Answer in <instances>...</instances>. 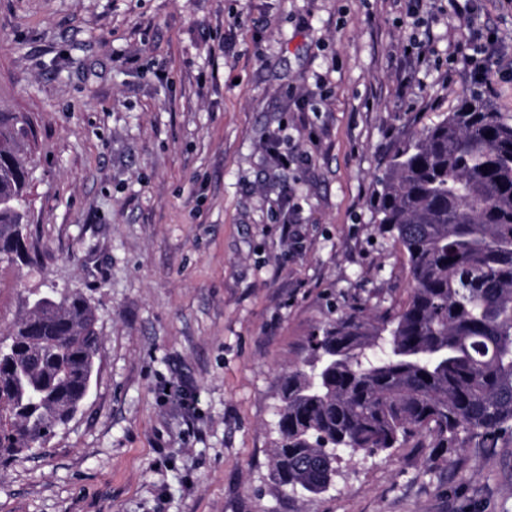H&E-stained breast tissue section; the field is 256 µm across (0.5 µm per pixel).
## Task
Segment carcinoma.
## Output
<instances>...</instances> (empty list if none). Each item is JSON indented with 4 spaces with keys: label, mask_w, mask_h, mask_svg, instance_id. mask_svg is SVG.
I'll use <instances>...</instances> for the list:
<instances>
[{
    "label": "carcinoma",
    "mask_w": 512,
    "mask_h": 512,
    "mask_svg": "<svg viewBox=\"0 0 512 512\" xmlns=\"http://www.w3.org/2000/svg\"><path fill=\"white\" fill-rule=\"evenodd\" d=\"M29 133L25 116L0 112V263L24 257ZM374 210L413 285L394 314L330 322L284 377L272 471L311 496L345 449L382 453L420 432L443 452L462 434L489 448L512 431V115L462 96L394 150ZM100 342L82 296L25 299L0 337V467L81 408Z\"/></svg>",
    "instance_id": "1"
}]
</instances>
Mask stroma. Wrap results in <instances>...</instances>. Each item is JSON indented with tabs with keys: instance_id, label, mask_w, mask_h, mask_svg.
I'll use <instances>...</instances> for the list:
<instances>
[{
	"instance_id": "obj_1",
	"label": "stroma",
	"mask_w": 512,
	"mask_h": 512,
	"mask_svg": "<svg viewBox=\"0 0 512 512\" xmlns=\"http://www.w3.org/2000/svg\"><path fill=\"white\" fill-rule=\"evenodd\" d=\"M427 9L418 58L395 0H0V112L35 133L0 334L53 288L86 299L101 337L79 412L0 467V512H512L507 434L449 455L423 434L347 451L315 497L271 468L308 336L409 296L377 230L379 179L472 88L448 68L466 18L453 0ZM475 11L501 45L487 98L512 113V0Z\"/></svg>"
}]
</instances>
